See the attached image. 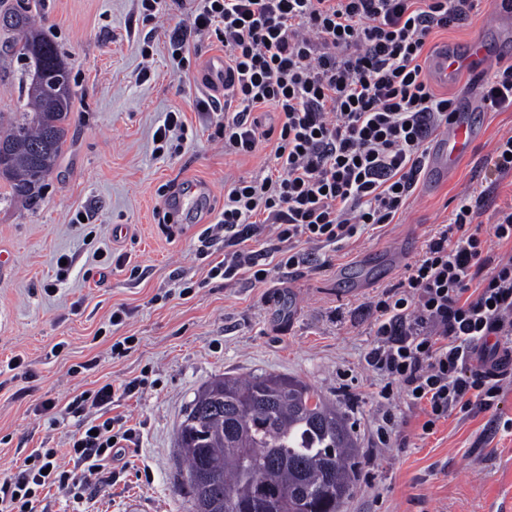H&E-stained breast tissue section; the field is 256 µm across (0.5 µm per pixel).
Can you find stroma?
<instances>
[{
  "instance_id": "1",
  "label": "stroma",
  "mask_w": 512,
  "mask_h": 512,
  "mask_svg": "<svg viewBox=\"0 0 512 512\" xmlns=\"http://www.w3.org/2000/svg\"><path fill=\"white\" fill-rule=\"evenodd\" d=\"M30 3L71 69L73 112L38 196L0 201V250L12 259L0 273V471L34 448L57 449L56 464L67 465L79 424L68 404L138 378L139 390L116 394L110 411L135 428L133 444L77 498L50 493L47 512H189L175 434L195 392L221 375L274 373L304 381L349 416L362 463L343 512H512V372L492 408L453 411L425 436L421 406L365 360L375 303L449 223L458 194L480 189L475 167L512 134V109L480 113L471 155L434 189L418 182L397 223L338 247L306 245L308 265L271 271L262 284L212 280L224 245L199 255L198 236L224 206L225 179L264 175L272 149L225 154L222 128L194 107L209 93L204 62L223 56V44L199 36L184 72L163 34H154L151 59L141 55L152 26H169L173 0H162L166 14L154 24L137 0ZM477 38L512 63V23L501 22L494 0L430 44L439 56ZM177 110L186 130L157 152L154 134ZM86 210L90 223H78ZM63 256L74 265L60 282ZM120 308L128 315L116 325ZM121 339L126 349L114 353ZM385 386L392 398L383 402Z\"/></svg>"
}]
</instances>
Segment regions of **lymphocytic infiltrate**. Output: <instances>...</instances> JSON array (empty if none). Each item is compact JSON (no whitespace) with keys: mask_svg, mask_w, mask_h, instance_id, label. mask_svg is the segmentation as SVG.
Wrapping results in <instances>:
<instances>
[{"mask_svg":"<svg viewBox=\"0 0 512 512\" xmlns=\"http://www.w3.org/2000/svg\"><path fill=\"white\" fill-rule=\"evenodd\" d=\"M178 22L165 36L186 65L195 38L224 45L230 89L196 109L224 117V152L249 156L273 142L266 176L238 178L224 208L199 236L224 238L209 278L266 282L268 258L293 270L309 261L300 243L331 245L368 226L393 223L412 196L433 136L458 110L426 73L430 36L465 25L481 0H174ZM476 86L484 111L512 108V64L493 66ZM236 102L234 111L222 100ZM278 117L264 121L265 112ZM493 207L494 222L479 221ZM271 228L278 252L249 249ZM507 245L492 256L488 238ZM377 341L368 365L399 381L425 414L423 434L455 408H490L502 386L498 356L512 353V203L460 195L450 223L428 240L399 287L375 305ZM115 388L79 397L84 417L71 439L72 468L36 448L18 472L0 473V512H39L42 496L91 484L131 440L109 417Z\"/></svg>","mask_w":512,"mask_h":512,"instance_id":"obj_1","label":"lymphocytic infiltrate"}]
</instances>
